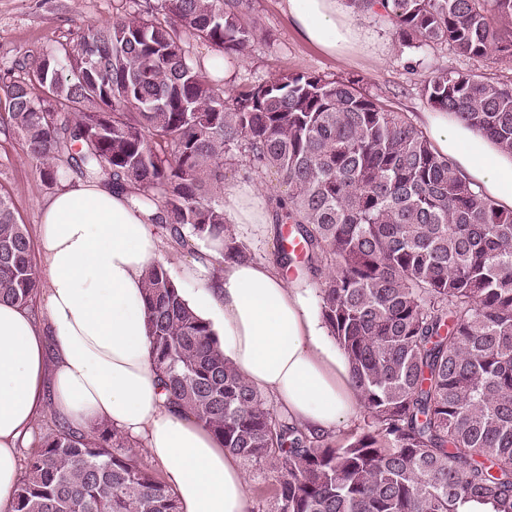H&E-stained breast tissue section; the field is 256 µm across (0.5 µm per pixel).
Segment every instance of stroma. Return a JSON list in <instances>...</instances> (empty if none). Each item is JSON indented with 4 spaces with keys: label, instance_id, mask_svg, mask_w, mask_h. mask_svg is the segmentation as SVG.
<instances>
[{
    "label": "stroma",
    "instance_id": "1",
    "mask_svg": "<svg viewBox=\"0 0 512 512\" xmlns=\"http://www.w3.org/2000/svg\"><path fill=\"white\" fill-rule=\"evenodd\" d=\"M252 5L258 37L248 58L227 65L224 88L228 91L285 73L310 71L327 79L356 80L392 110L414 117L430 109L417 84L435 70L460 68L488 77H512L511 62L474 60L446 45L400 49L388 23L363 14L355 20L372 37L371 49L332 58L297 36L282 0H252ZM119 6V0H0V62L35 55L75 38L87 26L111 21ZM409 60L421 61L418 74L406 69ZM0 189L10 194L20 223L35 231L40 207L52 191L41 184L35 164L23 155L16 138L1 134Z\"/></svg>",
    "mask_w": 512,
    "mask_h": 512
}]
</instances>
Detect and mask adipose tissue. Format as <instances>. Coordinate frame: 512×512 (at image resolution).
Masks as SVG:
<instances>
[{"label": "adipose tissue", "mask_w": 512, "mask_h": 512, "mask_svg": "<svg viewBox=\"0 0 512 512\" xmlns=\"http://www.w3.org/2000/svg\"><path fill=\"white\" fill-rule=\"evenodd\" d=\"M285 9L298 36L327 56L370 42L343 0H285ZM416 122L461 178L512 209V153L453 112H424ZM224 216L275 232L268 198L251 185H225ZM159 243L150 213L128 192L79 183L43 204L36 236L43 311L0 302V512H12L18 448L47 405L73 429L103 422L139 442L179 512H250L241 459L167 404L152 368L144 275L160 258ZM220 249H201L184 267L200 288L189 306L221 329L225 355L289 421L335 434L359 402L306 290L287 281L275 259L227 261Z\"/></svg>", "instance_id": "ef3b65f1"}]
</instances>
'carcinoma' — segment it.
Instances as JSON below:
<instances>
[{"mask_svg": "<svg viewBox=\"0 0 512 512\" xmlns=\"http://www.w3.org/2000/svg\"><path fill=\"white\" fill-rule=\"evenodd\" d=\"M134 15L0 68V133L41 183L75 173L157 208L180 252L220 242L255 259L224 219L225 165L286 187L273 220L297 247L282 269L311 277L319 316L347 360L363 431L345 446L288 421L237 370L188 306L167 263L145 275L154 371L168 403L274 481L269 512H512V210L476 192L403 112L351 79L275 76L228 94L190 40L248 56L250 0H133ZM403 48L448 44L512 61V0H351ZM512 153V79L440 69L420 83ZM42 280L31 240L0 192V301L28 306ZM13 512H179L114 428L62 423L35 435Z\"/></svg>", "mask_w": 512, "mask_h": 512, "instance_id": "cac0c4a2", "label": "carcinoma"}]
</instances>
